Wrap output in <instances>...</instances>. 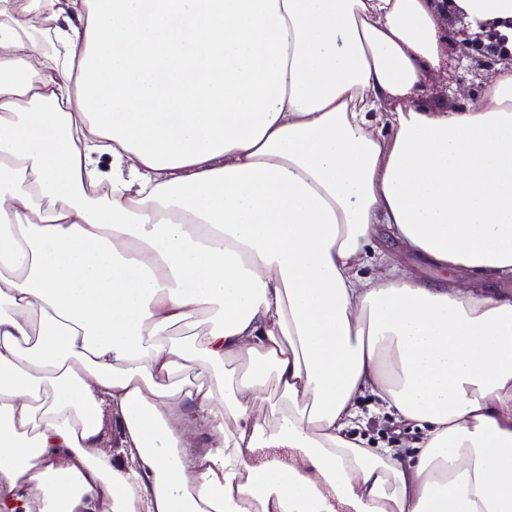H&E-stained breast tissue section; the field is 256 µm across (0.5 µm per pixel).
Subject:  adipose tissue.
<instances>
[{
	"label": "adipose tissue",
	"instance_id": "ef3b65f1",
	"mask_svg": "<svg viewBox=\"0 0 512 512\" xmlns=\"http://www.w3.org/2000/svg\"><path fill=\"white\" fill-rule=\"evenodd\" d=\"M444 38L429 0H0V512H512V69L428 105ZM382 227L453 281L361 275ZM365 395L420 439L365 447Z\"/></svg>",
	"mask_w": 512,
	"mask_h": 512
}]
</instances>
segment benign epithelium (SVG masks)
Returning <instances> with one entry per match:
<instances>
[{
    "label": "benign epithelium",
    "instance_id": "1",
    "mask_svg": "<svg viewBox=\"0 0 512 512\" xmlns=\"http://www.w3.org/2000/svg\"><path fill=\"white\" fill-rule=\"evenodd\" d=\"M512 38L490 25H480L474 36L464 40L463 51L458 61L466 60L461 66L463 73L455 77L456 90L466 86L471 91L482 88L498 71V66H512Z\"/></svg>",
    "mask_w": 512,
    "mask_h": 512
}]
</instances>
